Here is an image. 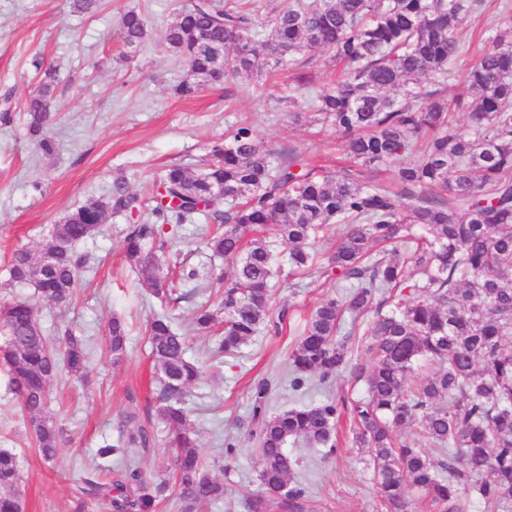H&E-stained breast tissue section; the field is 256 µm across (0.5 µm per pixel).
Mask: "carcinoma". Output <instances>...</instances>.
<instances>
[{
    "instance_id": "cac0c4a2",
    "label": "carcinoma",
    "mask_w": 512,
    "mask_h": 512,
    "mask_svg": "<svg viewBox=\"0 0 512 512\" xmlns=\"http://www.w3.org/2000/svg\"><path fill=\"white\" fill-rule=\"evenodd\" d=\"M479 0H280L269 24L236 0H187L166 30L170 51L188 76L175 95L193 97L205 85L261 75L268 67L298 63L321 47L345 70L312 96L317 121L346 137L349 165L332 172L309 166L298 153L274 162L250 125L210 148L200 172L168 167L151 184V219L134 224L123 241L126 261L142 285L177 304V286L196 278L185 267L162 278L157 255L163 224L205 221L216 228L206 246L231 260L220 303L197 305L200 332L224 323L215 352L233 354L262 329L279 332L288 308L271 306L275 242L288 244L297 271L315 264L313 246L336 226L339 242L322 275L336 276L329 295L312 311L289 354V385L327 384L353 366L349 346L371 316L365 346L370 368L365 397H327L272 413L270 384L258 382L250 436L259 455L262 491L243 501L246 512H307L302 488L289 486L294 462L289 442L336 453L340 418L351 421L352 444L370 453L381 502L406 512L414 490L435 512H469L478 500L512 512V14L490 28L488 47L468 69V92L448 95L452 67L463 53L456 28ZM123 45L136 49L149 36L135 10L118 20ZM55 76L45 73L27 102L29 133L50 155L46 130ZM398 89L400 97L388 92ZM465 117V127L453 117ZM395 166L397 188L368 185L366 170ZM224 187L227 209H213L212 190ZM143 199L124 179L105 199L89 200L49 232L39 256L14 251L9 275L34 284L38 300L64 311L89 264L76 245L96 236L109 213L136 212ZM399 243L388 256L375 246ZM50 257L42 265L41 257ZM158 382L157 417L171 432L180 487L177 512L224 497V484L201 466L187 425L184 396L200 376L187 357L185 337L168 315L147 328ZM108 351L124 359L127 330L112 317ZM88 348L72 335L46 336L36 304L14 299L0 306V366L29 416L42 458L54 459L61 431L47 414L51 382L65 371L85 376ZM419 430L424 446L401 437ZM153 442L136 395L127 396L116 438L97 449L102 459ZM16 454L0 450V512H24L14 492ZM166 480L153 482L131 463L102 468L83 479L81 492L104 500L112 512H157Z\"/></svg>"
}]
</instances>
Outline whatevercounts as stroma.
Instances as JSON below:
<instances>
[{
  "label": "stroma",
  "mask_w": 512,
  "mask_h": 512,
  "mask_svg": "<svg viewBox=\"0 0 512 512\" xmlns=\"http://www.w3.org/2000/svg\"><path fill=\"white\" fill-rule=\"evenodd\" d=\"M183 2L102 0L97 13L81 14L72 11L69 0H0V303L35 293L32 285L11 281L13 252L39 251L54 224L89 199L107 196L116 178H125L131 192L145 194L147 184L169 165L199 170L210 145L242 124L252 125L263 146L276 155L295 150L331 166L342 155V135L319 130L307 95L294 89L302 71L311 74L314 90L330 86L337 70L323 49L310 50L311 61L302 70L279 67L259 79L204 86L189 99L175 96L172 88L187 69L169 51L164 35ZM131 9L146 17L150 38L128 54L118 40L117 24ZM510 9L512 0H482L458 28L467 52L454 66V91L465 90V74L482 52L489 28ZM52 67L59 78L49 129L55 150L46 156L28 132L26 102ZM289 93L305 127L294 124V110L278 103ZM149 215L146 207L132 215H108L101 231L78 246L89 254L90 268L81 274L71 309L62 314L47 304L39 306L45 335L69 329L89 348L86 381L63 375L49 388L51 416L64 431L54 461H43L32 448L30 421L19 408L8 373L0 370V448L19 458L25 512H108L103 502L79 501L76 488L95 470L97 448L114 436L127 391H136L143 406L154 404L146 327L155 315L172 313L178 332L187 338L188 358L202 370L184 405L203 463L224 483L223 501L203 506L202 512H243L241 499L260 489L258 451L249 437L254 382L267 378L275 384V412L318 404L329 396L365 394L364 382L348 372L324 386L295 391L288 385V354L311 311L330 293L328 280L315 268L297 272L279 263L272 301L287 307L290 324L280 335L259 333L240 353L216 360L211 341L193 329L187 315L197 303L219 300L218 276L230 264L210 255L201 225H165L166 254H179L196 271L198 287L193 298L170 309L140 285L123 254L129 226ZM115 316L124 319L128 331L126 356L117 365L106 350L107 325ZM150 427L153 447L130 448L126 454L153 479L168 463V432L156 420ZM228 441L236 445L231 458L224 455ZM351 441V434H344L336 457L328 459L321 450L289 445L298 460L290 483L307 491L315 512H382L369 456L352 448Z\"/></svg>",
  "instance_id": "1"
}]
</instances>
